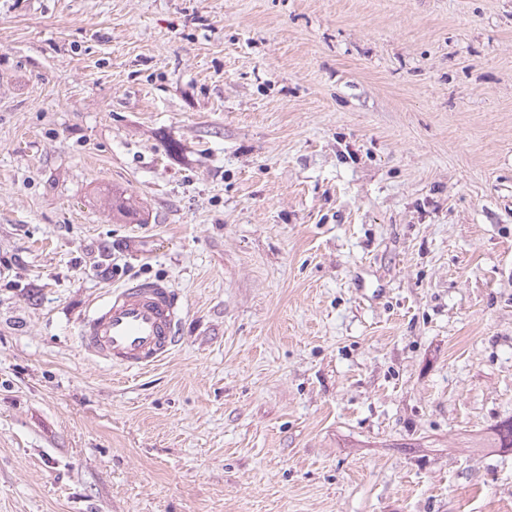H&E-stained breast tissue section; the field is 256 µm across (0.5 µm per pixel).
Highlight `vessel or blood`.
Here are the masks:
<instances>
[{
  "instance_id": "b4317fda",
  "label": "vessel or blood",
  "mask_w": 512,
  "mask_h": 512,
  "mask_svg": "<svg viewBox=\"0 0 512 512\" xmlns=\"http://www.w3.org/2000/svg\"><path fill=\"white\" fill-rule=\"evenodd\" d=\"M183 305L161 280L131 281L83 316L79 341L92 358L126 372L161 365L175 350Z\"/></svg>"
}]
</instances>
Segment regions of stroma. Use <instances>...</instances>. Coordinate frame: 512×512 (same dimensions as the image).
Returning a JSON list of instances; mask_svg holds the SVG:
<instances>
[{"instance_id": "obj_1", "label": "stroma", "mask_w": 512, "mask_h": 512, "mask_svg": "<svg viewBox=\"0 0 512 512\" xmlns=\"http://www.w3.org/2000/svg\"><path fill=\"white\" fill-rule=\"evenodd\" d=\"M508 418L512 0H0V512H512ZM182 314L180 296L167 282L134 280L112 289L83 316L78 338L92 358L139 373L175 350Z\"/></svg>"}]
</instances>
